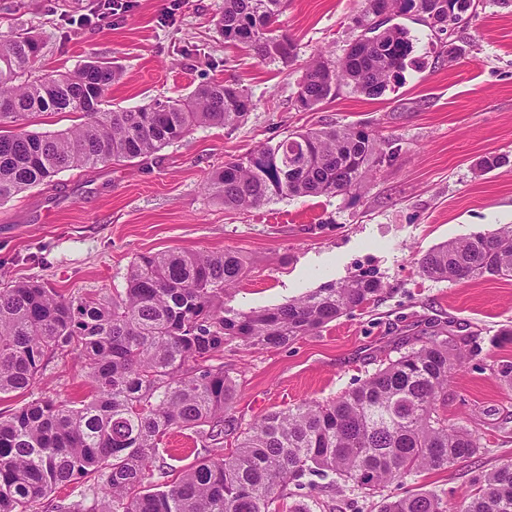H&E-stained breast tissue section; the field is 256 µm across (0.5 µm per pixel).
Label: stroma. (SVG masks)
I'll list each match as a JSON object with an SVG mask.
<instances>
[{
    "label": "stroma",
    "mask_w": 512,
    "mask_h": 512,
    "mask_svg": "<svg viewBox=\"0 0 512 512\" xmlns=\"http://www.w3.org/2000/svg\"><path fill=\"white\" fill-rule=\"evenodd\" d=\"M224 0H137L103 17L99 0H0V35L23 28L42 45L40 72L74 69L88 57L122 71L111 107L188 95L200 84L237 80L255 103L235 128L198 127L147 159L84 171L0 204V288L20 280L62 293L124 288L141 254L234 250L252 261L229 292L228 307L261 310L364 274L384 289L366 308L316 334L262 350L225 349L237 398L230 411L247 424L310 400L334 399L386 359L439 333L466 346L453 371L444 413L479 431L481 452L445 469L425 470L385 494L429 490L457 502L472 478L512 462V387L492 372L512 360V344L492 340L512 329V281H439L418 260L436 245L512 224V4L479 0L469 26L438 34L413 16L397 17L413 39V62L399 82L368 98L340 87L315 112L294 107L297 82L317 57H343L359 35L363 0H288L276 32L295 45L291 63L262 62L225 46L215 23ZM458 50L449 60L444 46ZM327 123L367 125L392 143L391 162L352 195L273 200L225 211L205 188L225 161L274 144L291 131ZM503 164L480 173L484 156ZM72 358L55 359L36 388L59 401L83 395ZM380 498L347 486L317 489L311 512H379Z\"/></svg>",
    "instance_id": "1"
}]
</instances>
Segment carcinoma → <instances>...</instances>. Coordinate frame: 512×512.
I'll use <instances>...</instances> for the list:
<instances>
[{
	"mask_svg": "<svg viewBox=\"0 0 512 512\" xmlns=\"http://www.w3.org/2000/svg\"><path fill=\"white\" fill-rule=\"evenodd\" d=\"M356 19L355 50L331 61L319 55L297 83L300 111L314 112L339 85L370 98L402 76L413 40L407 28ZM471 0H387L393 15L411 14L441 34L461 24ZM288 0H224L217 27L224 41L263 61L286 63L294 44L274 34ZM41 50L26 34L0 39V203L71 169L151 155L205 126L232 128L254 109L237 82L199 85L185 97L137 109H106L118 67L90 58L74 70L36 74ZM74 113L83 121L57 132L6 130L42 113ZM391 141L362 125L296 130L274 145L224 163L206 188L228 211L257 208L276 197L351 194L394 155ZM431 279L512 280V225L449 240L418 261ZM239 253L167 250L134 258L126 288L112 295H62L39 282L0 289V395L36 388L45 362L71 355L87 392L75 400L36 398L0 413V512H35L60 485L84 479L91 501L63 512H273L288 489H311L310 476H334L382 494L424 470L475 456L481 434L448 423L452 370L466 355L448 340L427 338L342 396L303 402L241 425L226 416L236 385L213 361L224 346L286 345L374 302L380 281L353 276L274 308L236 311L224 296L247 274ZM176 430L207 448L236 435L229 457H202L166 480L160 447ZM159 471L161 479L142 489ZM380 512H512V463L476 476L454 507L420 490L382 500Z\"/></svg>",
	"mask_w": 512,
	"mask_h": 512,
	"instance_id": "cac0c4a2",
	"label": "carcinoma"
}]
</instances>
